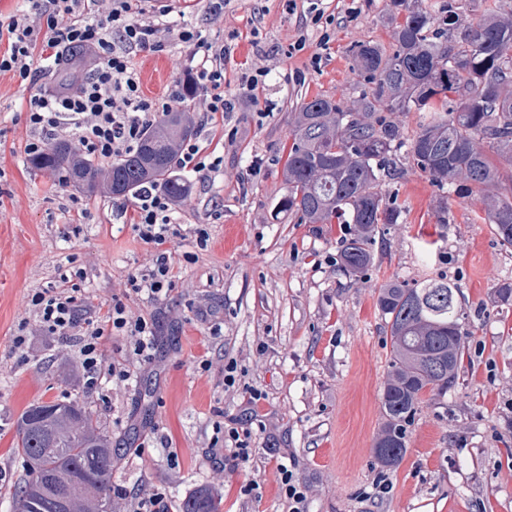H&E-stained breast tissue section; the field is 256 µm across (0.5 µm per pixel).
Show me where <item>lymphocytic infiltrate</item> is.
<instances>
[{"label":"lymphocytic infiltrate","instance_id":"lymphocytic-infiltrate-1","mask_svg":"<svg viewBox=\"0 0 512 512\" xmlns=\"http://www.w3.org/2000/svg\"><path fill=\"white\" fill-rule=\"evenodd\" d=\"M171 12L170 6L149 0H112L108 15L102 17L97 0H27L24 14L0 18V38L7 40L6 51L0 53V72L14 73L29 93L32 137L25 153H42L49 139L72 131L78 132L87 155L111 159L132 151L146 126L180 99L179 91L172 88L164 102L146 98L133 63L134 53L166 51L171 32L189 49L187 82L204 91V126L207 135H214L225 112L233 108L224 94V53L197 28H172ZM74 48L89 58L84 79L66 92L36 90L33 64L44 69L58 65ZM173 209V202L156 189H145L140 196L133 229L153 252L146 270L132 282L135 292L153 300L169 291L176 276V261L165 247ZM30 304L49 335L75 336L86 388H97L109 378L130 380L135 364L153 358L154 320L129 317L121 301L95 306L58 284L34 292ZM114 332L128 338L130 349L125 358L108 362L103 338Z\"/></svg>","mask_w":512,"mask_h":512}]
</instances>
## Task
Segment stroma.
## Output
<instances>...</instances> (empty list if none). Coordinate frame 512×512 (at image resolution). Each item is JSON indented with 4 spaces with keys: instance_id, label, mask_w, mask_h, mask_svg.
Segmentation results:
<instances>
[{
    "instance_id": "35a3bbf8",
    "label": "stroma",
    "mask_w": 512,
    "mask_h": 512,
    "mask_svg": "<svg viewBox=\"0 0 512 512\" xmlns=\"http://www.w3.org/2000/svg\"><path fill=\"white\" fill-rule=\"evenodd\" d=\"M169 3L177 24L225 47L224 91L236 104L224 116L221 169L180 172L189 192L167 244L179 273L158 300L130 283L152 252L132 227L138 198L119 204L31 168L27 93L0 73V512H14L23 473L13 452L17 419L31 404L57 400L97 412L112 438L113 485L157 489L176 508L207 487L219 512H289L285 466L305 512H512V303L495 293L512 282V246L485 224L480 202L450 194L448 221L438 223L437 186L406 168L386 186L401 218L385 227L376 266L359 278L337 270L343 225L274 211L286 192L281 147L292 112L317 95L346 106L358 98L348 50L391 45L390 0H226L218 18ZM317 11L332 24H314ZM301 38L304 50L289 53ZM185 55L179 46L134 57L148 98L183 80ZM257 69L268 76L253 99L241 76ZM198 228L209 234L203 249ZM429 274L458 283L469 334L455 385L423 395L406 454L386 470L373 450L390 351L376 296L388 281ZM64 277L83 296L117 297L130 317L155 318V357L131 380L85 391L72 340L42 334L29 297ZM22 331L31 340L25 354L12 347ZM252 391L262 394L255 450L246 463L217 466L211 454L224 446V426L244 419ZM385 477L386 494L378 488Z\"/></svg>"
}]
</instances>
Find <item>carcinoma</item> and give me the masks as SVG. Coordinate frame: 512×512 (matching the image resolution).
Segmentation results:
<instances>
[{
  "mask_svg": "<svg viewBox=\"0 0 512 512\" xmlns=\"http://www.w3.org/2000/svg\"><path fill=\"white\" fill-rule=\"evenodd\" d=\"M393 43L367 41L350 49L353 70L367 86L350 107L324 96L301 104L290 122L292 146L283 169L287 193L278 210L303 224L347 225L339 241L338 269L358 277L375 264L379 225L398 223L402 206L385 186L403 164L427 174L439 190L437 223H448L452 191L481 202L486 223L512 246V0H392ZM481 11L478 23L470 13ZM421 112L404 139L398 117ZM190 113L169 112L151 127L136 151L112 160L101 173L95 159L59 142L31 165L64 183L92 191L106 185L126 199L155 188L174 201L187 193L173 160L193 135ZM509 162L501 168L497 159ZM456 284L444 276L412 283L390 281L377 307L390 335L389 364L381 394L383 423L374 454L397 466L408 444L407 426L423 392L445 393L458 373L466 337ZM15 454L26 472L14 498L16 512H112V437L95 412L76 401L29 406L16 425ZM181 512H218L200 489Z\"/></svg>",
  "mask_w": 512,
  "mask_h": 512,
  "instance_id": "obj_1",
  "label": "carcinoma"
}]
</instances>
